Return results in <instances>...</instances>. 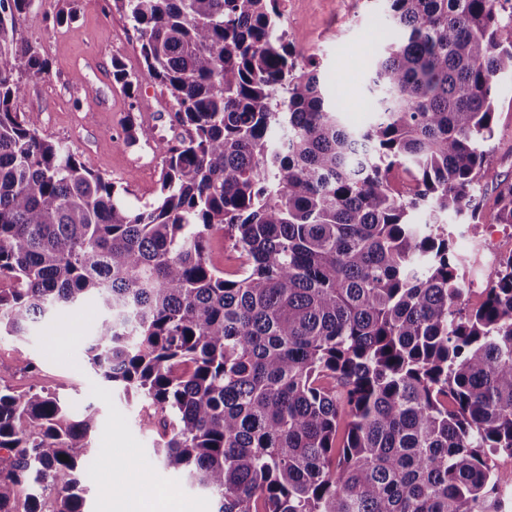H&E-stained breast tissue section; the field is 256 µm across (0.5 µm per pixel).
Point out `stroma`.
<instances>
[{
	"label": "stroma",
	"mask_w": 512,
	"mask_h": 512,
	"mask_svg": "<svg viewBox=\"0 0 512 512\" xmlns=\"http://www.w3.org/2000/svg\"><path fill=\"white\" fill-rule=\"evenodd\" d=\"M60 0H34L17 21L18 44H34L49 63L43 78L25 82L14 107L21 118L36 117L40 135L60 142L105 178L124 190L130 208L152 200L158 189L161 156L155 144L127 145L123 124L128 114L148 117L167 141L181 133L172 122L175 106L140 64L138 34L113 0H77L76 16L60 24ZM389 25L385 0H287L282 27L301 52L299 65L315 58L324 91L348 110L355 125L374 121L370 110L369 77L379 50L377 36ZM121 58L136 96H128L112 80V60ZM492 153L484 178L483 223L469 224L449 215L458 256L473 262L479 241L512 249V228L491 218L495 186L512 182V76L498 81L497 115ZM99 317L92 303L67 307L37 324L28 342L0 339V383L18 390L44 386L66 398L75 408L93 406L97 428L87 467L97 477L85 478L83 496L88 512H107L103 493L111 477L119 475L126 457H134L139 473L148 474L156 500L176 512H213L214 500L190 486L155 456L156 429L146 424L139 405L120 389L90 373L86 357L91 328ZM38 363L30 371L27 360Z\"/></svg>",
	"instance_id": "stroma-1"
}]
</instances>
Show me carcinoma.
I'll return each mask as SVG.
<instances>
[{
  "mask_svg": "<svg viewBox=\"0 0 512 512\" xmlns=\"http://www.w3.org/2000/svg\"><path fill=\"white\" fill-rule=\"evenodd\" d=\"M32 2L0 0V337L97 303L91 368L216 512H512L486 462L512 457V253L469 309L443 222L484 219L512 0H386L365 128L297 67L280 0H113L183 130L137 210L15 111L20 78L48 73L15 45ZM112 78L133 93L117 59ZM124 133L155 140L131 114ZM492 217L512 224V183ZM96 423L0 385V512H85ZM210 256L213 264L224 271V273H234L239 270L242 258L232 247L231 242L224 238V233L215 236L210 244Z\"/></svg>",
  "mask_w": 512,
  "mask_h": 512,
  "instance_id": "carcinoma-1",
  "label": "carcinoma"
}]
</instances>
